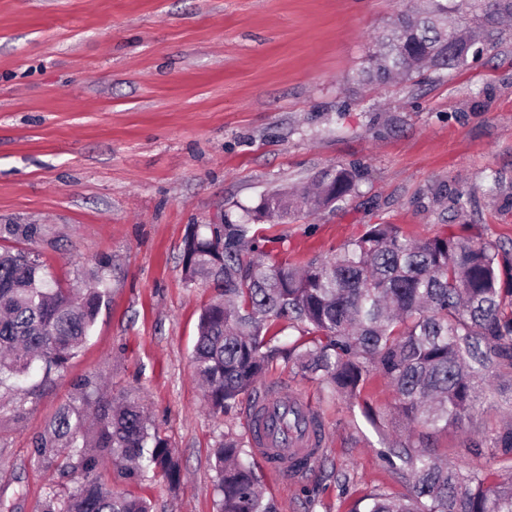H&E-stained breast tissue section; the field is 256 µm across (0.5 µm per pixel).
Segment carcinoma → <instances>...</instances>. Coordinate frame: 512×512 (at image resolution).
<instances>
[{
	"label": "carcinoma",
	"mask_w": 512,
	"mask_h": 512,
	"mask_svg": "<svg viewBox=\"0 0 512 512\" xmlns=\"http://www.w3.org/2000/svg\"><path fill=\"white\" fill-rule=\"evenodd\" d=\"M463 4L487 43L499 39L500 19L512 15V0ZM452 11L448 0H429L424 13L399 15L363 75L386 83L400 71L409 81L427 63L437 70L464 66L470 38L443 31L436 16ZM362 178L360 169L339 166L323 172L313 195L298 200L274 192L257 212L281 223L300 204L316 209L346 200ZM484 193L512 207L501 178ZM41 234L37 224L0 226L1 240L33 242ZM255 244L253 224L227 217L193 227L184 241L185 281L218 290L200 315L192 354L211 414H224L254 390L277 351L273 329L284 325L299 333L289 354L303 375L351 399L379 377L394 390L408 425L454 428L466 450L488 448L512 462V422L472 430L495 384L512 387L511 250L448 232L416 240L395 224H368L335 254L303 265L246 257ZM105 295L98 270L85 287L64 288L43 272L39 255L0 247V389L22 404L62 374L89 338ZM73 389L33 440L31 456L47 470L78 475V484L62 501L46 498L38 512H150L146 501L104 486L97 473L110 462L127 479L152 471L175 483L180 465L168 440L138 399L112 401L97 376L77 380ZM246 447L227 434L213 451L216 512H275ZM385 458L402 472L410 495L373 494L361 512H512V465L501 474H463L405 443Z\"/></svg>",
	"instance_id": "carcinoma-1"
}]
</instances>
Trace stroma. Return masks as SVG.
<instances>
[{
	"label": "stroma",
	"mask_w": 512,
	"mask_h": 512,
	"mask_svg": "<svg viewBox=\"0 0 512 512\" xmlns=\"http://www.w3.org/2000/svg\"><path fill=\"white\" fill-rule=\"evenodd\" d=\"M419 3L0 0V226L41 225L31 248L63 286L83 287L98 268L108 285L64 373L22 407L0 401V495L22 489L14 512L74 488L30 448L90 373L141 399L183 473L177 487L150 473L131 482L108 464L101 481L153 512H214L212 450L225 433L246 436L252 400L218 417L203 407L191 351L216 292L184 282L192 226L240 219L267 193L357 165L365 175L347 202L256 222L260 250L304 263L376 223L512 247V209L481 192L495 175L512 192V21L459 69L401 84L358 79L377 37ZM460 193L472 201L458 209ZM256 392L302 394L323 418L312 471L278 476L256 459L276 512H352L367 495L406 494L379 455L399 439L465 472L504 468L465 453L455 430L408 433L378 377L347 399L277 357Z\"/></svg>",
	"instance_id": "35a3bbf8"
}]
</instances>
